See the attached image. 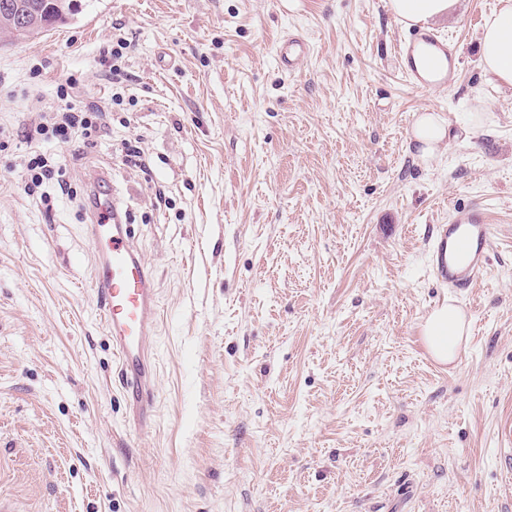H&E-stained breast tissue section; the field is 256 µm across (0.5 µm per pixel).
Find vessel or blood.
<instances>
[{
    "instance_id": "vessel-or-blood-1",
    "label": "vessel or blood",
    "mask_w": 512,
    "mask_h": 512,
    "mask_svg": "<svg viewBox=\"0 0 512 512\" xmlns=\"http://www.w3.org/2000/svg\"><path fill=\"white\" fill-rule=\"evenodd\" d=\"M309 46L291 35L277 46L279 63L294 72ZM399 71L418 88L445 87L455 79V44L436 30L409 29L396 45ZM88 226L96 249L92 286L99 310L112 338L120 368V382L139 429L152 424L153 352L149 336L158 318L152 270L132 242L131 227L111 193L96 196ZM493 245V226L484 209L460 208L452 221L433 225L429 238L430 274L443 288L467 292L487 272Z\"/></svg>"
}]
</instances>
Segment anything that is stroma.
Returning a JSON list of instances; mask_svg holds the SVG:
<instances>
[{
    "instance_id": "35a3bbf8",
    "label": "stroma",
    "mask_w": 512,
    "mask_h": 512,
    "mask_svg": "<svg viewBox=\"0 0 512 512\" xmlns=\"http://www.w3.org/2000/svg\"><path fill=\"white\" fill-rule=\"evenodd\" d=\"M436 22L449 87L414 90L385 0H78L73 21L0 39V501L12 512H512V88L485 83L479 19ZM306 36L295 74L277 40ZM122 101L102 55L113 40ZM39 77H32L35 65ZM111 112L96 145L29 141L32 86ZM448 123L424 161L416 114ZM138 140L146 165L125 162ZM60 158L72 197L24 191ZM111 188L152 267L156 416L135 430L92 287L95 195ZM484 208L478 288L436 287L429 227ZM472 321L453 364L427 315ZM25 170V191L29 195L39 193L40 200L51 209L52 199L55 193L61 195H70L71 187L62 179V165L53 157L47 156V153L34 151L24 160Z\"/></svg>"
}]
</instances>
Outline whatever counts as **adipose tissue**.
<instances>
[{
	"mask_svg": "<svg viewBox=\"0 0 512 512\" xmlns=\"http://www.w3.org/2000/svg\"><path fill=\"white\" fill-rule=\"evenodd\" d=\"M457 0H387L393 17L412 26L426 24L451 13ZM482 75L497 87L512 88V0H498L485 17L479 39ZM448 137L440 113H420L410 131L422 157L434 156ZM469 334L466 318L457 306L445 303L435 308L423 325V336L431 355L441 363L452 362Z\"/></svg>",
	"mask_w": 512,
	"mask_h": 512,
	"instance_id": "adipose-tissue-1",
	"label": "adipose tissue"
}]
</instances>
